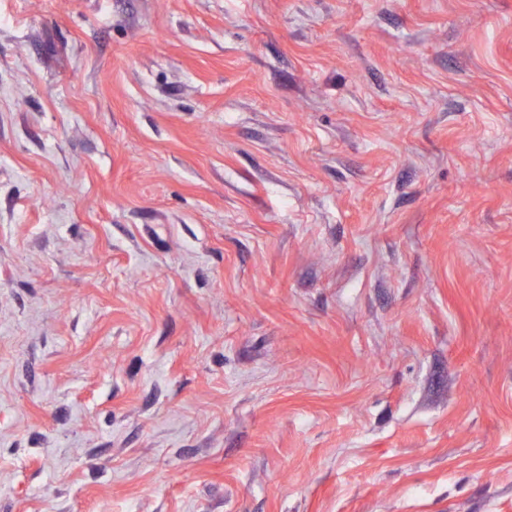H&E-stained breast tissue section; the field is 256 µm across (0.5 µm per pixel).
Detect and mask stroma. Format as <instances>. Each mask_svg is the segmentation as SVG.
Segmentation results:
<instances>
[{"mask_svg": "<svg viewBox=\"0 0 512 512\" xmlns=\"http://www.w3.org/2000/svg\"><path fill=\"white\" fill-rule=\"evenodd\" d=\"M0 512H512V0H0Z\"/></svg>", "mask_w": 512, "mask_h": 512, "instance_id": "35a3bbf8", "label": "stroma"}]
</instances>
